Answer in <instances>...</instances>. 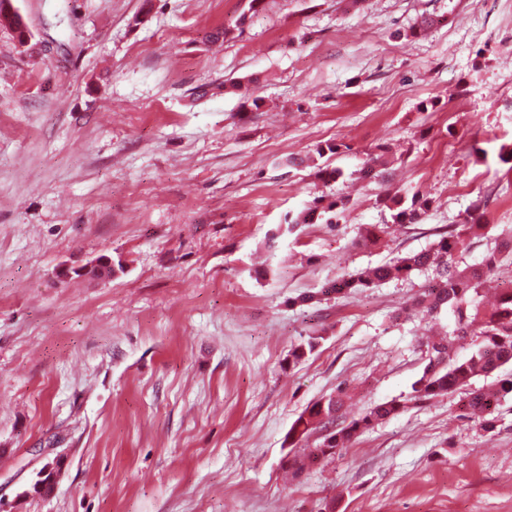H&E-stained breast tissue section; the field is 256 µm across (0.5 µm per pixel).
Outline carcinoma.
<instances>
[{"label":"carcinoma","mask_w":512,"mask_h":512,"mask_svg":"<svg viewBox=\"0 0 512 512\" xmlns=\"http://www.w3.org/2000/svg\"><path fill=\"white\" fill-rule=\"evenodd\" d=\"M394 210L396 224H418L428 210V200L414 194L386 196ZM342 200L317 199L296 224L338 223L344 208ZM489 225L484 213L475 207L461 224H448L437 233L432 245L418 252L398 256L388 263L343 276L322 289V295H342L352 290L366 291L391 280L405 279L415 271L431 272L427 288L412 304V310L435 317L443 309L456 316L452 335L427 343L428 363L413 384L411 399L427 401L453 393L462 394L461 408L481 427L493 425L506 398L512 396V287L500 289L498 300L488 306L482 290L498 268L512 266V234L498 236L486 249L478 267L468 265L464 255L474 245L488 239ZM458 336L470 340L471 353L459 358L454 349ZM485 380L475 386L477 379ZM346 398L345 389L310 404L288 432V444L294 446L314 431L321 441L300 454L287 456L285 464L296 473L335 455L358 432L397 415L404 404L396 399L374 405L347 425L339 423V412Z\"/></svg>","instance_id":"obj_1"}]
</instances>
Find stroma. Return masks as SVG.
I'll return each instance as SVG.
<instances>
[{"label": "stroma", "mask_w": 512, "mask_h": 512, "mask_svg": "<svg viewBox=\"0 0 512 512\" xmlns=\"http://www.w3.org/2000/svg\"><path fill=\"white\" fill-rule=\"evenodd\" d=\"M14 5L32 40L0 24V512H512V399L485 431L457 396L409 398L426 274L320 293L473 205L512 226V0ZM380 151L389 177L361 179ZM390 192L429 198L425 220L393 224ZM320 196L347 198L338 227L295 224ZM372 224L390 231L355 245ZM103 252L111 281L56 278ZM340 386L348 420L405 407L285 472L293 422Z\"/></svg>", "instance_id": "obj_1"}]
</instances>
